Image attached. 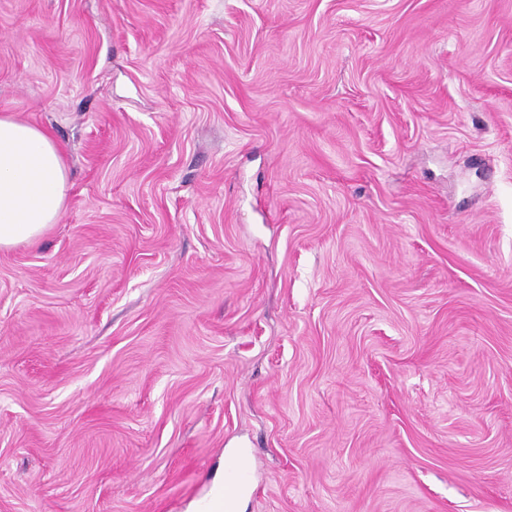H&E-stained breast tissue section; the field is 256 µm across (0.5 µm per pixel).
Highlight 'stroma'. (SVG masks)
<instances>
[{"instance_id": "35a3bbf8", "label": "stroma", "mask_w": 512, "mask_h": 512, "mask_svg": "<svg viewBox=\"0 0 512 512\" xmlns=\"http://www.w3.org/2000/svg\"><path fill=\"white\" fill-rule=\"evenodd\" d=\"M4 112L0 512H512V0H0ZM65 156L47 129L0 116V250L35 245L57 224L69 190ZM249 470L238 461H228L225 465L224 492L209 496L202 512H232L235 498L245 488Z\"/></svg>"}]
</instances>
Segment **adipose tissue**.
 <instances>
[{"label": "adipose tissue", "mask_w": 512, "mask_h": 512, "mask_svg": "<svg viewBox=\"0 0 512 512\" xmlns=\"http://www.w3.org/2000/svg\"><path fill=\"white\" fill-rule=\"evenodd\" d=\"M69 190L65 156L47 129L0 116V250L34 245L59 222Z\"/></svg>", "instance_id": "1"}]
</instances>
